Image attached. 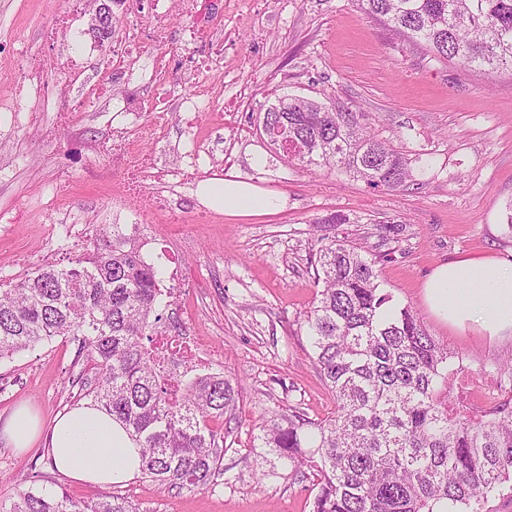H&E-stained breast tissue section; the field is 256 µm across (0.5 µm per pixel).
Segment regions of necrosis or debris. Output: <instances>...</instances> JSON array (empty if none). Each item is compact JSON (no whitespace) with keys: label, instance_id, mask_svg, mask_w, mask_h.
I'll return each instance as SVG.
<instances>
[{"label":"necrosis or debris","instance_id":"obj_1","mask_svg":"<svg viewBox=\"0 0 512 512\" xmlns=\"http://www.w3.org/2000/svg\"><path fill=\"white\" fill-rule=\"evenodd\" d=\"M174 7L190 20L189 28L182 35L184 51L176 59V66L200 76L215 69L224 55V44L211 37L214 13L210 0H152L148 12L127 10L124 35L99 70L92 74L82 69L69 71L68 80L79 85L80 95L61 97L55 102L60 118L66 120L73 113L88 111L115 83L138 76L137 85L123 96L119 106L124 118L122 126L113 129L108 141L89 142L87 149L105 158L104 165L93 171V179L119 185L123 206L113 212V223H140L147 211L158 216L159 226L142 237L146 244L163 241L167 225L189 220L208 224L213 220V213L207 207L196 203L187 208L182 204L184 198L196 191L201 179L211 173L212 155L207 142L192 140L181 163L170 168L155 164L139 145L144 138L157 143L168 139L165 106L154 91L156 84L166 81L168 70L162 63L145 69L143 48L148 39L158 46L166 44L170 10ZM13 59L25 72L26 83L0 96V135L11 132L21 115L32 114V101L48 97L54 86L51 63L33 64L20 49L14 51ZM211 108L223 111L224 87L207 81H203L195 94L179 97L175 106L180 122L188 129L195 126L199 112Z\"/></svg>","mask_w":512,"mask_h":512}]
</instances>
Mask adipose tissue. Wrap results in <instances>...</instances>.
Wrapping results in <instances>:
<instances>
[{
  "instance_id": "obj_1",
  "label": "adipose tissue",
  "mask_w": 512,
  "mask_h": 512,
  "mask_svg": "<svg viewBox=\"0 0 512 512\" xmlns=\"http://www.w3.org/2000/svg\"><path fill=\"white\" fill-rule=\"evenodd\" d=\"M212 197L219 210L236 217L272 214L284 204L280 195L236 180L213 186ZM421 288L429 310L447 326L475 324L491 336L512 332V262L463 255L435 266ZM39 435L47 441L55 468L77 482L106 486L140 473L130 437L94 406L73 407L46 425L35 409L23 404L0 428V437L20 451Z\"/></svg>"
}]
</instances>
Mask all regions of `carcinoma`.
Returning a JSON list of instances; mask_svg holds the SVG:
<instances>
[{
	"label": "carcinoma",
	"mask_w": 512,
	"mask_h": 512,
	"mask_svg": "<svg viewBox=\"0 0 512 512\" xmlns=\"http://www.w3.org/2000/svg\"><path fill=\"white\" fill-rule=\"evenodd\" d=\"M365 12L439 60L467 71H512V0H362ZM259 128L289 163L347 174L374 189L412 181L411 160L366 122V114L281 92ZM319 220L312 248L316 302L305 328L331 415L311 420L288 406L264 429L291 480L313 477L311 512H484V494L512 478V356L498 365L504 396L486 408L449 412L454 364L409 305L390 306L384 260ZM104 228L94 251L67 266L44 265L0 288V360L64 336L94 380L83 397L122 425L140 473L168 490H199L221 471L224 432L238 390L222 373L184 369L171 351L161 271L138 245ZM8 512H139L121 494L76 502L45 487L18 495Z\"/></svg>",
	"instance_id": "obj_1"
}]
</instances>
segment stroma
Masks as SVG:
<instances>
[{
    "label": "stroma",
    "instance_id": "obj_1",
    "mask_svg": "<svg viewBox=\"0 0 512 512\" xmlns=\"http://www.w3.org/2000/svg\"><path fill=\"white\" fill-rule=\"evenodd\" d=\"M103 2L0 0V43L43 52V27L66 12L71 28L50 48L57 70L77 61L95 72L110 49L91 31ZM215 27L224 37L229 107L220 116L201 112L193 132L173 125L171 137L185 144L201 134L225 178L285 198L275 214L178 224L166 239L163 273L182 280V322L195 350L239 389L236 419L224 432V472L198 491H169L141 478L101 488L54 470L45 441L21 453L0 439V506L10 507L36 474L74 500L117 492L140 512H310L311 481L283 478L281 462L259 437L263 421L279 417L282 406H298L312 419L334 409L300 328L317 292L309 258L314 221L334 213L349 218L339 235L386 255L380 281L393 304L411 305L436 340L465 357L474 376L459 397L483 407L498 394L494 367L512 355V334L447 327L429 312L421 284L435 265L463 253L512 261V76L468 74L432 60L421 45L368 16L361 0H224ZM284 90L368 114L377 134L419 158L417 185L374 189L278 159L254 115ZM124 92L115 85L89 111L73 114L83 138L57 126L54 105L40 101V124L20 120L13 137L0 139V209L23 214L21 223L0 226V270L12 280L92 253L94 237L72 248L44 237L41 197L59 169H68L73 187L62 195L64 210L79 213L82 223L101 224L99 209L113 191L91 182L102 159L85 144L106 136L113 100ZM386 219L400 228L387 241L377 227ZM75 360L74 343L58 337L0 362V426L22 403L47 422L77 405Z\"/></svg>",
    "mask_w": 512,
    "mask_h": 512
}]
</instances>
